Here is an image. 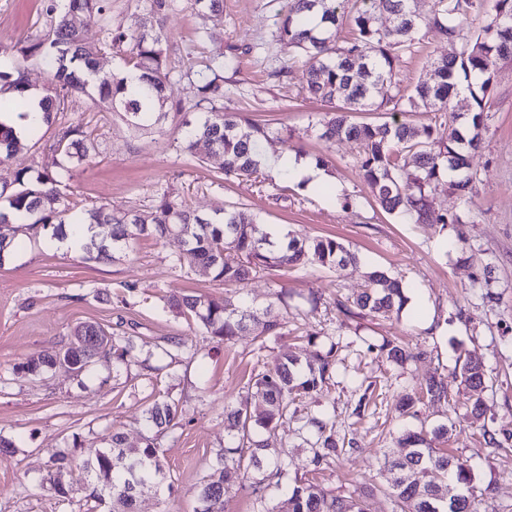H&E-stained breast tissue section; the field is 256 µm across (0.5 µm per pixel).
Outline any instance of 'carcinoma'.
<instances>
[{
    "mask_svg": "<svg viewBox=\"0 0 512 512\" xmlns=\"http://www.w3.org/2000/svg\"><path fill=\"white\" fill-rule=\"evenodd\" d=\"M201 16L220 11L223 0H188ZM415 0H289L288 14L279 27V40L304 58V90L308 97L331 105L316 121L320 139L327 143L347 139L359 145L357 164L372 189L376 203L388 214L411 215L421 224H466L475 218L471 204L477 174L467 171V156L482 145L488 130L489 109L486 96L494 77L497 61L512 55V0H435L433 17L416 12ZM169 0H148L142 13L130 22L112 24V0H63L57 5L49 0L45 12L50 30L15 46L14 52L27 60L42 59L50 72V86L40 100L44 122L61 109L72 93H97V104L120 116L128 125L140 129L167 119L183 128L176 139V151L198 159L207 158L205 150L222 157L225 176L257 178L262 167L261 145L268 138L265 127L236 112L224 111L222 85L224 55L213 56L205 69L196 72L198 100L193 105L197 116L183 119V107L169 103L165 94L171 79L168 34L165 30ZM378 11L390 13L395 22L380 30L373 25ZM352 15L354 37L337 45L336 34L344 16ZM96 24L103 34L100 45L84 42L83 28L73 19ZM434 24L456 44L455 55L435 58L430 69L436 78L420 80L409 93L396 79L403 55L413 46L421 27ZM130 48L124 66L107 73L98 72L94 58L103 49L120 52ZM125 70L138 72L139 84L130 92ZM466 85L472 100L469 113H459L449 106L458 87ZM11 91L23 98L25 86L19 79L0 72V92ZM355 112H391L387 121L358 124ZM396 112H432L434 124L418 129ZM23 145V136L0 122V164ZM96 151L93 138L79 126L63 130L56 149L44 171L31 180L17 172L8 180L0 177V197L7 206L0 220L20 224L29 230L52 228L56 238L65 236L71 219L69 205L62 191L63 179L70 166L80 165ZM447 179L448 191L457 194L465 210L438 213L431 209L429 197L436 185ZM82 223L92 230L82 244L85 259L110 260L117 250H131L145 237L158 241L170 236L188 240L184 252L174 258L182 268L202 266L213 279L226 286L241 284L252 273L297 265L334 268L357 261L345 245L329 237L307 240L270 238L271 245L260 242L255 227H263L244 209L232 207L220 214L202 215L189 207L161 197L151 212L139 216V222L126 220V211L108 205H93L84 210ZM109 227L108 236L99 228ZM408 301L399 280L381 270L368 275L366 287L352 293V299L338 301L340 313L355 312L385 316L401 310ZM170 308L180 315L197 319L207 333L229 340L252 329L259 336H281L285 323L266 312L259 315L235 305L230 297L202 300L195 296L172 293ZM95 336L98 343L73 349L62 346L54 355L18 366L33 376L58 363L77 365L78 373L100 359L112 358L116 367L131 362L134 345L120 346L104 328L84 323L75 327L70 342ZM336 361L331 354H313L301 365L294 352L271 368L251 377L248 390L255 399L251 410L242 406L225 410L237 432L238 445L224 449V460L200 484L198 494L208 501L206 512H224V502L238 479L251 470L268 472L251 483L258 512H274L267 507L268 490L276 487L286 497L288 512H369V494L342 497L326 492L319 485L302 479L288 483V463L265 458V441L256 429L268 433L294 418L299 430L316 437L313 463L320 466L338 455L334 424L311 409L307 399L323 391L332 381ZM461 383L478 389L485 383L482 363L466 355L461 364ZM448 386L440 375H432L419 387V394L407 395L400 407L415 412L422 398L439 402L447 398ZM178 407L173 401L155 400L146 410V434L141 446L128 448L124 437L112 435V447L86 461L89 497L102 501L95 485L100 482L112 492L111 512H135L138 494L129 486V471L152 484L164 471L158 437L177 425ZM448 438V428L441 426L426 436L406 432L397 438V446L407 449L399 458L387 461L394 471L388 499L391 512H437L435 494L451 487L455 499L444 512H477L471 472L435 444Z\"/></svg>",
    "mask_w": 512,
    "mask_h": 512,
    "instance_id": "cac0c4a2",
    "label": "carcinoma"
}]
</instances>
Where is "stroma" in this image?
Segmentation results:
<instances>
[{"label": "stroma", "mask_w": 512, "mask_h": 512, "mask_svg": "<svg viewBox=\"0 0 512 512\" xmlns=\"http://www.w3.org/2000/svg\"><path fill=\"white\" fill-rule=\"evenodd\" d=\"M174 3L167 14L171 96L192 95L181 76L185 66L223 54L225 108L276 131L263 143L264 155L323 160L333 189L310 192L285 168L264 169L256 181L224 176L220 159L200 163L179 155L173 125L134 134L81 94L68 96L39 136L0 168L36 173L59 130L79 125L98 151L65 179L72 211L106 204L147 212L162 196L201 214L237 206L275 233L336 239L359 260L338 270L256 273L237 296L251 310L286 318L287 335L259 338L248 330L220 343L166 303L174 290L213 299L225 294L208 271L174 265L178 238H143L133 252L95 262L84 260L81 250L51 246L49 232L17 233L0 259V440L9 443L0 453V512H98L80 478L68 480L62 495L45 482L51 455L82 463L117 432L128 446H139L140 421L157 399L178 403L180 425L158 439L168 486L144 493L138 512H197L200 482L236 444L225 404L245 402L251 376L290 350L304 361L314 351H334L336 375L317 406L332 417L345 451L313 466L310 445L288 420L268 438L266 455L286 457L289 476L340 496L373 487L371 512H390L384 492L393 475L384 456L400 455L395 439L401 432L444 424L449 455L467 464L483 493L480 512H512V60L497 66L492 119L471 159L479 174L476 218L442 229L385 213L356 163V144L326 143L310 128L327 107L303 93L302 65L278 39L288 0H224L223 12L206 24L186 0ZM203 24L208 35L202 39ZM48 28L44 0H0V61L21 70L39 92L49 82L47 67L22 60L13 48ZM455 51L436 28L422 27L398 69L402 87L413 89L424 78L430 58ZM376 268L402 280L412 305L397 316L344 317L337 301L364 287ZM313 293L321 298L314 311L307 304ZM81 323L132 341L136 363L117 372L102 360L80 375L63 366L38 377L18 371V364L66 344ZM173 337L188 353L171 363L161 349ZM386 339L401 340L414 359L388 361L378 349ZM466 353L483 364L485 386L476 392L459 377L458 358ZM434 373L448 384L447 401L418 405L413 416L402 413V395ZM478 398L487 411L474 421L469 412Z\"/></svg>", "instance_id": "1"}]
</instances>
